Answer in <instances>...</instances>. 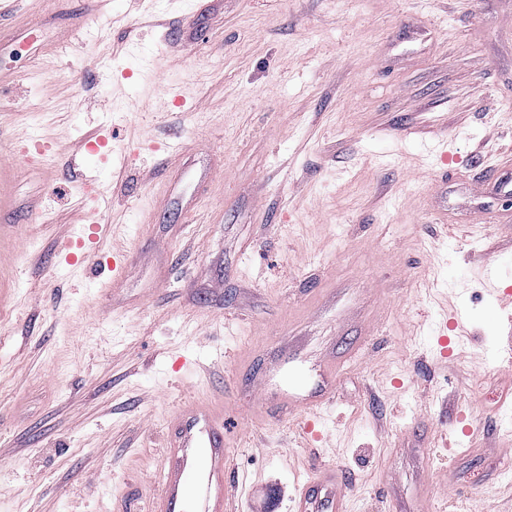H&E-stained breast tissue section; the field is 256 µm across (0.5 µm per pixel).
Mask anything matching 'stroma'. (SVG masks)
<instances>
[{
  "mask_svg": "<svg viewBox=\"0 0 512 512\" xmlns=\"http://www.w3.org/2000/svg\"><path fill=\"white\" fill-rule=\"evenodd\" d=\"M0 107V512H151L177 415L218 400L225 512H295L331 464L345 512H512L487 291L512 289L487 176L512 169V0H21ZM291 346L297 374L344 366L279 422L256 390ZM341 366L336 361L329 362L321 367L318 379L311 389V393L306 399H299L294 394H287L283 399V407L288 412L285 415L292 414L300 408L313 410L329 403L335 393L336 380L339 378Z\"/></svg>",
  "mask_w": 512,
  "mask_h": 512,
  "instance_id": "1",
  "label": "stroma"
}]
</instances>
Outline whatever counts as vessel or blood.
<instances>
[{"mask_svg": "<svg viewBox=\"0 0 512 512\" xmlns=\"http://www.w3.org/2000/svg\"><path fill=\"white\" fill-rule=\"evenodd\" d=\"M341 367L329 362L321 367L308 398L286 395L288 412L309 410L329 403L335 393ZM177 433L167 448L163 463V482L155 501V512H185L194 504L196 512H224L228 492L224 482L227 450L224 446V418L207 407H196L179 414ZM343 470L329 466L307 483L299 499V512H343Z\"/></svg>", "mask_w": 512, "mask_h": 512, "instance_id": "obj_1", "label": "vessel or blood"}]
</instances>
